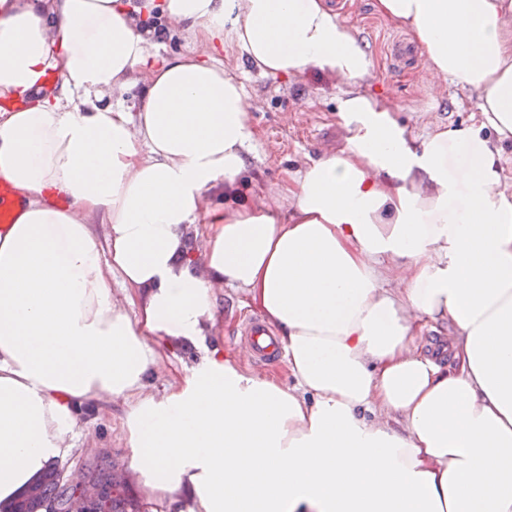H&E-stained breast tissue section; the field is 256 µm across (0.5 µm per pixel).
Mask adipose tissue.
Here are the masks:
<instances>
[{
    "label": "adipose tissue",
    "mask_w": 512,
    "mask_h": 512,
    "mask_svg": "<svg viewBox=\"0 0 512 512\" xmlns=\"http://www.w3.org/2000/svg\"><path fill=\"white\" fill-rule=\"evenodd\" d=\"M374 7L480 126L412 137L362 93L371 56L326 0H163L207 45L234 15L263 73L346 87L344 145L251 202L245 90L222 63L150 68L122 0H0V178L24 199L0 228V512L106 398L127 406L136 488L172 512H512V0ZM134 86L137 112L100 105ZM224 286L274 329L289 381L212 341ZM175 346L198 361L149 392Z\"/></svg>",
    "instance_id": "obj_1"
}]
</instances>
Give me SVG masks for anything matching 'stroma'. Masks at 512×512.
Wrapping results in <instances>:
<instances>
[{
	"mask_svg": "<svg viewBox=\"0 0 512 512\" xmlns=\"http://www.w3.org/2000/svg\"><path fill=\"white\" fill-rule=\"evenodd\" d=\"M341 20L366 44L373 61L368 92L387 96L399 121L417 137H425L439 126L480 124L476 101L455 83L434 88L426 68L414 76L398 72L391 55L395 41L412 45L411 35L387 21L374 8V0H354ZM218 58L243 84L253 131V148L248 156L247 179L254 192L274 188L286 172L302 169L323 153L339 148L347 131L338 116L340 91L335 79L311 69L288 79L261 74L232 41H225ZM242 295L232 288L218 291L216 339L231 354L240 353L237 326L252 315L242 308ZM126 406L103 402L90 416L80 418L79 436L65 465L79 469L91 461L95 450L107 449L117 466L126 463V451L118 436Z\"/></svg>",
	"mask_w": 512,
	"mask_h": 512,
	"instance_id": "35a3bbf8",
	"label": "stroma"
}]
</instances>
